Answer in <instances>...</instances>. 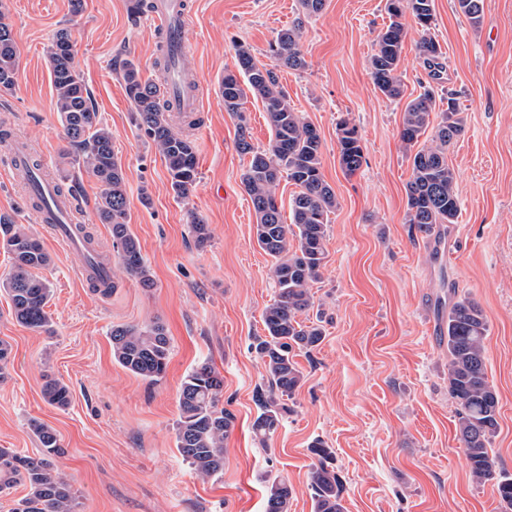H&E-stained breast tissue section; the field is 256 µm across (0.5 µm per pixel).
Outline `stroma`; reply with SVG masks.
<instances>
[{
    "label": "stroma",
    "mask_w": 512,
    "mask_h": 512,
    "mask_svg": "<svg viewBox=\"0 0 512 512\" xmlns=\"http://www.w3.org/2000/svg\"><path fill=\"white\" fill-rule=\"evenodd\" d=\"M385 3L325 0L319 14L306 17L299 0H189L182 65L200 90V123L189 130L198 179L180 200L164 160L132 121L122 78L126 60L143 78H162L150 17L132 20L129 0H83L77 14L70 0H0L20 56L16 89L0 97V121L34 147L51 177L69 171L82 221L119 283L108 296L79 283L83 254L68 252L33 218L18 194L26 174L0 150V215L25 225L52 257L42 271L52 288L48 329L16 322L0 290V340L11 348L0 382V448L35 455L30 420L51 426L65 450L56 464L77 492V512H265L274 476L293 488L290 512H313L309 447L318 439L335 453L346 512H502L491 487L469 473L448 395V351L430 331L458 298L481 306L487 374L499 397L491 446L498 470L512 477V0H484L477 28L456 0H435L432 34L445 64L437 80L417 48L420 27L405 16L399 99L385 97L370 74L377 36L389 22ZM297 24L306 66L277 74L296 112L320 134L322 172L337 207L305 313L321 322L326 338L298 355L304 381L285 399L281 426L262 442L252 431L253 393L266 385L267 371L250 344L263 332L261 314L276 287L272 259L256 243L255 214L241 184L248 158L237 148L220 81L238 44L272 64L270 45ZM63 27L112 131L128 185V224L153 287L120 272L110 229L97 217L99 183L67 167L74 150L55 109L47 54ZM427 89L436 99L432 126L452 99L465 122L448 149L460 212L437 243L407 222L411 160L400 138L407 102ZM343 121L364 151L352 174L339 164ZM432 126L423 141L433 137ZM197 218L210 234L202 246L191 232ZM156 322L171 354L165 377L152 384L113 361L110 333L116 324ZM203 362L223 377L221 403L235 416L224 471L206 479L175 445L182 380ZM50 379L68 385L66 409L44 400Z\"/></svg>",
    "instance_id": "1"
}]
</instances>
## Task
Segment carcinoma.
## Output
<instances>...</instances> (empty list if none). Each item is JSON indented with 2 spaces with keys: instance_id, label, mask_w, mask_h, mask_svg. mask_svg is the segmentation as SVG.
<instances>
[{
  "instance_id": "carcinoma-1",
  "label": "carcinoma",
  "mask_w": 512,
  "mask_h": 512,
  "mask_svg": "<svg viewBox=\"0 0 512 512\" xmlns=\"http://www.w3.org/2000/svg\"><path fill=\"white\" fill-rule=\"evenodd\" d=\"M460 11L473 26L481 24L483 0H457ZM389 24L378 35L370 60L374 86L385 96L399 99L403 82L399 64L404 44L402 18L411 14L421 28L419 49L433 78L444 70L442 52L431 34L434 0H386ZM6 15L0 9V95L13 92L19 71V54ZM302 28L281 30L270 46L276 67L305 68L301 48ZM235 70H224L221 96L224 110L237 120V147L250 155L241 183L253 206L255 237L259 248L273 258L271 277L277 286L272 303L262 312L265 335L254 337L253 349L265 363L270 386L256 388L254 400L260 413L253 422L263 439L274 434L286 411L283 397L292 396L303 381L296 353H309L324 339L322 327L307 324L300 315L312 306L311 284L318 280L325 259L328 216L336 209V195L322 174L320 135L304 121L279 84L275 67L257 61L246 45L236 48ZM71 32H55L48 48L52 83L67 139L77 148L74 162L94 176L102 186L97 216L109 225L122 269L144 288L154 286L144 263L141 246L129 228L128 191L121 162L112 148V132L91 104L90 91L75 66ZM122 77L133 106L132 119L146 142L163 158L170 188L178 199L189 197L196 184L197 156L194 141L177 131L167 107L169 87L164 82L142 78L133 62L123 67ZM261 101L272 130L268 147L255 149L248 141V121L242 110L247 95ZM434 100L427 91L409 101L402 119L401 139L415 149L411 175L406 184L408 223L426 239L441 236L456 222L460 210L456 173L448 164V146L464 133L463 119L454 98L441 112L431 144L419 139L430 123ZM339 162L355 173L364 158L354 128L342 122L338 132ZM297 188L289 203L292 222L285 224L275 189L281 174ZM0 246L10 255L11 268L0 286L8 293L17 322L33 329L49 322L46 306L50 287L39 270L48 267L51 256L25 227L0 216ZM488 325L483 310L472 300L458 299L448 307L445 336L448 348V394L456 402V430L463 443L473 480L493 483L504 512H512V477L496 470L490 448L497 432L498 397L488 380L484 340ZM112 358L131 374L155 383L165 374L170 358V339L165 327L155 322L145 327L112 326ZM224 379L207 362L183 379L179 391L176 450L198 475L212 477L224 471V441L234 415L220 406ZM45 400L60 409L70 403L66 384L52 380L43 388ZM30 429L41 448L36 457L21 456L0 448V494H9L17 483L28 488L27 496L12 512H76L77 495L54 464L63 454L55 431L39 420ZM315 458L309 471L314 512H344L343 486L333 467L334 451L317 439L310 445ZM293 489L283 479L267 485L265 512H288Z\"/></svg>"
}]
</instances>
